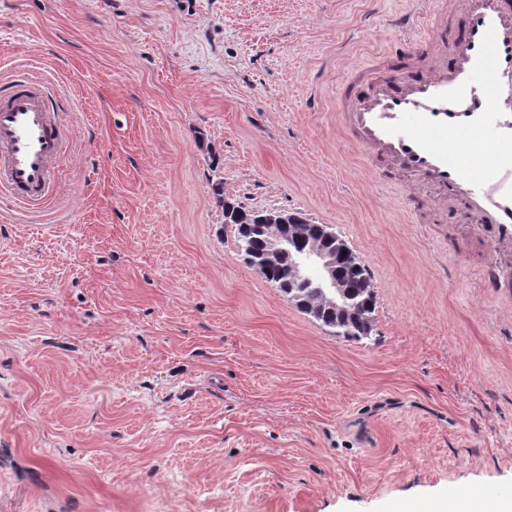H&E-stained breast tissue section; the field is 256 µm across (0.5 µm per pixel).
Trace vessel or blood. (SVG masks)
Here are the masks:
<instances>
[{
  "label": "vessel or blood",
  "mask_w": 512,
  "mask_h": 512,
  "mask_svg": "<svg viewBox=\"0 0 512 512\" xmlns=\"http://www.w3.org/2000/svg\"><path fill=\"white\" fill-rule=\"evenodd\" d=\"M425 26L446 57L424 70L387 62L357 73L341 121L380 175L402 173L440 218L491 226L487 282L497 288L512 276V0H448ZM62 151L41 85L23 73L0 87V188L32 205L51 197Z\"/></svg>",
  "instance_id": "obj_1"
}]
</instances>
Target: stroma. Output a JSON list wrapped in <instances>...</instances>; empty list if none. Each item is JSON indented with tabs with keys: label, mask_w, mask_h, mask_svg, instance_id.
<instances>
[{
	"label": "stroma",
	"mask_w": 512,
	"mask_h": 512,
	"mask_svg": "<svg viewBox=\"0 0 512 512\" xmlns=\"http://www.w3.org/2000/svg\"><path fill=\"white\" fill-rule=\"evenodd\" d=\"M423 0H0L49 91L55 197L0 193V512H414L512 500V288L343 128ZM331 225L347 340L248 266L212 194Z\"/></svg>",
	"instance_id": "obj_1"
}]
</instances>
